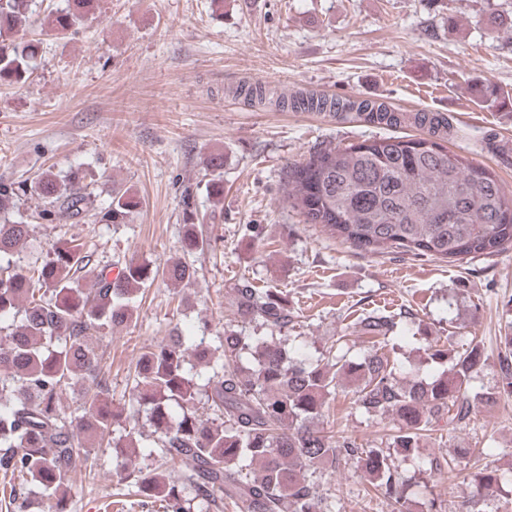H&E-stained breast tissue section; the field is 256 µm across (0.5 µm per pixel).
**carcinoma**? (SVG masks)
<instances>
[{
	"mask_svg": "<svg viewBox=\"0 0 512 512\" xmlns=\"http://www.w3.org/2000/svg\"><path fill=\"white\" fill-rule=\"evenodd\" d=\"M36 0H0V85L25 82L39 45L27 33L40 26L62 37L77 33L98 0H66L36 13ZM249 101L346 117L370 124L410 123L424 137L388 136L325 148L288 166L284 193L307 224L373 254L403 251L455 262L500 252L512 244V193L487 168L448 151L452 124L431 112L406 118L384 103L326 95L270 97L257 83L235 89ZM85 174L60 176L50 167L32 180H0V495L8 504L36 497L50 512H69L63 485L78 468L91 469L90 449H117L131 492L164 512H342L320 493L318 477L340 460H353L369 477L370 491L393 512H410L407 485L395 454L430 436L434 424L453 428L478 406L512 399V332L500 337L501 386L470 393L486 364L480 342L457 350L429 342L426 359L442 370L429 379H400L383 341L394 316L372 310L354 323L371 344L361 357L334 354L312 359L276 336H247L226 329L217 337L174 336L141 352L129 411L147 413L151 451L126 442L124 409L110 398L109 373L93 341L131 321L133 303L157 279L188 285L193 265L180 260L150 269L133 260L112 276L84 243L60 241L40 261L21 260L35 225L20 213L23 197L37 201V219L74 224L92 217L125 224L142 206L129 188L113 190L95 205L82 185ZM213 205L224 198L221 178L205 183ZM195 224L185 225L183 249L204 250ZM241 327L261 322L282 331L295 312L280 292L239 284L230 301ZM12 323L7 324L5 320ZM83 386L78 414L61 410L62 396ZM342 392L371 417L397 426L390 450L367 448L320 426L330 397ZM205 406L210 417L198 414ZM470 454L458 448L437 468L453 473ZM156 460H151L152 456ZM501 475L485 468L469 478L465 512H485L500 490Z\"/></svg>",
	"mask_w": 512,
	"mask_h": 512,
	"instance_id": "cac0c4a2",
	"label": "carcinoma"
}]
</instances>
